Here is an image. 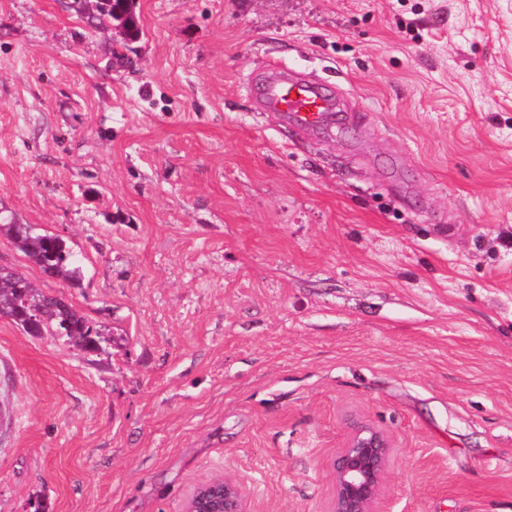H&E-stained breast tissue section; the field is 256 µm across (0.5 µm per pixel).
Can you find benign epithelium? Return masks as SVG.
Returning a JSON list of instances; mask_svg holds the SVG:
<instances>
[{"mask_svg": "<svg viewBox=\"0 0 512 512\" xmlns=\"http://www.w3.org/2000/svg\"><path fill=\"white\" fill-rule=\"evenodd\" d=\"M393 454V440L382 429L356 424L332 459L335 488L327 512H379L378 504ZM184 512H249L246 493L233 476L222 474L200 484Z\"/></svg>", "mask_w": 512, "mask_h": 512, "instance_id": "obj_1", "label": "benign epithelium"}]
</instances>
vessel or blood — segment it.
<instances>
[{"label":"vessel or blood","instance_id":"vessel-or-blood-1","mask_svg":"<svg viewBox=\"0 0 512 512\" xmlns=\"http://www.w3.org/2000/svg\"><path fill=\"white\" fill-rule=\"evenodd\" d=\"M255 93L264 110L282 113L304 130L325 127L336 108L334 95L323 86L279 67L257 85Z\"/></svg>","mask_w":512,"mask_h":512}]
</instances>
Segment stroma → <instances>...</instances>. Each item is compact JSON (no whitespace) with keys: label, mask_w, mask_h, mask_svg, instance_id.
<instances>
[{"label":"stroma","mask_w":512,"mask_h":512,"mask_svg":"<svg viewBox=\"0 0 512 512\" xmlns=\"http://www.w3.org/2000/svg\"><path fill=\"white\" fill-rule=\"evenodd\" d=\"M0 0V218L62 236L98 352L0 317V512H327L352 424L380 512H512V0ZM333 85V135L249 93ZM83 2L86 1H76L79 5L77 8L78 13L96 12V14H91L89 18L95 19L98 22L97 25L104 29H107L112 22L118 21L124 26L126 39L129 42H136L139 39L140 29L137 20H134L133 9L129 4V0H112L108 5L97 2L96 5H92L89 2L84 8ZM122 17H125L126 25L122 22ZM184 512H249L246 493L233 476L222 474L200 484L188 498Z\"/></svg>","instance_id":"35a3bbf8"}]
</instances>
